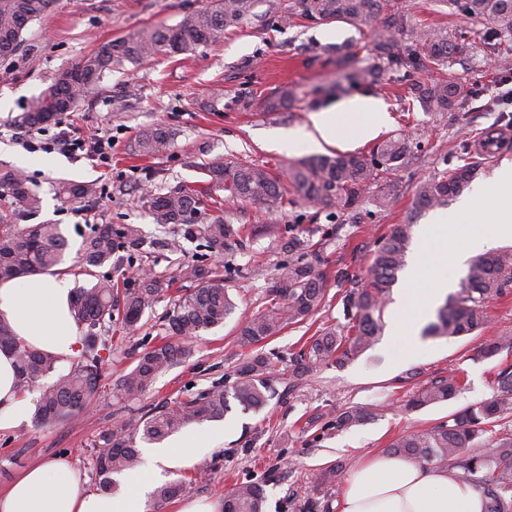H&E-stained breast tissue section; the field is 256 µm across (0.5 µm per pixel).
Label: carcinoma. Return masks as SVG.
Listing matches in <instances>:
<instances>
[{
    "label": "carcinoma",
    "instance_id": "obj_1",
    "mask_svg": "<svg viewBox=\"0 0 512 512\" xmlns=\"http://www.w3.org/2000/svg\"><path fill=\"white\" fill-rule=\"evenodd\" d=\"M57 0H0V62L13 59L24 49L23 32L28 24L49 14ZM254 0H210L205 7L186 12L175 26L147 25L117 39L99 43L72 67L60 70L50 86L31 100L26 111L14 118L23 128H40L48 119L70 111L79 97L97 91L112 69L126 63L139 64L158 55L176 56L200 46L217 44L227 31L238 28L252 15ZM448 7L482 26L477 53L495 51L512 39V0H448ZM299 16L313 24L346 23L370 27V62L359 79L369 83L378 75L395 72L423 111L434 116L454 112L471 104L476 88L457 75L452 66L464 45L448 28L423 20L404 18L400 0H294L274 17L285 26ZM294 90L283 86L266 95L261 105L275 112L293 105ZM172 134L163 127L140 132L136 152L159 155L170 147ZM418 140L392 135L365 151L317 156L291 163L273 172L262 164L226 160L204 168L206 179L199 189L182 185L162 195H150L153 223L165 228L179 225L183 237L201 239L205 247L220 253L229 241L248 235L245 225L234 226L221 214L226 203H259L269 207L283 203L286 186H292L306 204L334 209L344 214L367 201L387 210L405 193L398 172L420 149ZM478 164L466 162L420 181L413 191L417 211L442 207L469 191ZM59 193L68 199H91L92 184L63 183ZM9 212L0 216V282L33 273L49 272L65 260L67 239L58 224L19 222L36 214L42 199L28 184L24 170L0 163V200ZM211 208L217 214L200 220ZM413 239V224H395L377 241L367 266L365 280L356 282L342 296L345 323L316 330L293 357L297 380L333 361L345 364L371 348L382 331L383 311L405 263ZM145 244L136 224H96L83 238L78 262L85 268L102 267L123 251L132 257ZM288 258L274 274L272 289L278 301L243 317L237 340L241 347H255L289 325L307 320L325 298V276L317 268L315 244L288 226ZM180 276L194 284L165 316L160 342L136 358L130 371L110 388L117 396L134 397L147 392L157 376L192 355L185 337L224 323L236 305L224 288V279L204 264H187ZM512 290V250L502 249L474 259L459 290L438 309L437 321L427 328L431 336L480 334L489 320V307ZM159 282L148 272L119 288L108 276L89 288L77 289L73 299L75 317L84 328L83 347L69 359V369L50 383L44 379L56 369L59 359L20 345L7 323L0 320V350L13 354L20 385L39 389L35 422L51 427L79 417L96 400L109 380L107 369L112 326L128 332L137 329L145 309L159 293ZM512 347V331L483 338L478 356L491 359ZM273 358L259 350L244 358L231 389L215 381L194 395L154 408L135 417L113 418L112 427L94 446L92 480L102 492H113V475L135 470L141 464L137 441L158 443L192 423L218 421L229 411V395L262 408L276 396L271 378ZM491 398L469 405L446 422L409 433L388 446V452L435 468L451 466L460 477L482 489L484 512H512V433L494 430L512 418V366L501 369L494 380ZM460 387L455 370L416 387L406 400L407 410H420L451 399ZM372 415L365 406H350L328 426L342 431L364 424ZM188 482L176 479L154 491L157 506L178 498ZM265 489L253 483L236 486L224 496L222 512H263Z\"/></svg>",
    "mask_w": 512,
    "mask_h": 512
}]
</instances>
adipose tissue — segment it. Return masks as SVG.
<instances>
[{
  "mask_svg": "<svg viewBox=\"0 0 512 512\" xmlns=\"http://www.w3.org/2000/svg\"><path fill=\"white\" fill-rule=\"evenodd\" d=\"M353 123L364 139L374 137L386 120V106L378 99L356 96L338 109L324 110L313 120L304 138L314 147L335 144L343 121ZM502 199L492 229L474 239L452 259L463 264L470 253L493 249L512 239V162L503 161L490 184L473 195ZM73 290L68 277L34 273L0 283V319L26 347L66 360L81 347V330L72 309ZM33 410L20 386L12 354L0 351V430L18 426ZM201 440L188 436L176 445L150 449L152 469L143 472L131 489L118 495L95 493L83 487L75 471L63 462L37 464L26 469L0 493V512H147L149 494L163 469L192 465ZM482 491L458 477L453 469L424 466L393 454H375L361 460L349 473L337 504L338 512H484Z\"/></svg>",
  "mask_w": 512,
  "mask_h": 512,
  "instance_id": "ef3b65f1",
  "label": "adipose tissue"
}]
</instances>
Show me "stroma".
Segmentation results:
<instances>
[{
	"label": "stroma",
	"instance_id": "1",
	"mask_svg": "<svg viewBox=\"0 0 512 512\" xmlns=\"http://www.w3.org/2000/svg\"><path fill=\"white\" fill-rule=\"evenodd\" d=\"M208 2L59 0L52 13L24 31L30 52L13 60L9 78H0V162L26 171L42 199L38 221L61 225L69 246L60 270L71 275L73 288L91 287L102 275L127 279L135 265L151 269L160 281V296L145 309L135 333L113 327L111 378L129 371L136 358L163 336L167 311L191 287L180 277L179 264L202 260L220 270L237 305L235 316L224 325L202 332L192 357L162 372L152 389L138 398L119 401L105 392L76 420L45 428L29 418L15 429L0 431L1 492L30 465L63 459L78 469L84 486L93 487V448L114 417L131 408L146 411L187 397L217 380L232 385L247 355L235 341L237 318L270 306L273 299L268 275L257 278L250 269L259 264L269 274L285 259L289 225H298L320 243V270L341 267L360 280L377 239L391 225L411 220L418 234L429 228L434 213H415L412 191L435 172L463 164L467 156L461 144L488 135L503 143L494 157L482 163L475 185L487 183L503 160L512 161V121L502 113L477 103L442 118L430 116L397 81L370 85L359 80L360 69L367 65V27L315 25L301 18L282 28L269 26L268 18L280 14L289 0H257L252 18L229 32L223 42L174 58L161 55L141 64H125L104 79L101 90L80 97L74 111L61 115L59 121L89 140L111 137L109 169L99 168L87 156L30 153L17 143L15 116L50 85L59 69L77 63L99 42L146 25H176L185 12ZM404 3L409 16L448 27L459 40L480 38V25L451 13L443 0ZM283 85L295 90V104L277 112L263 111L262 99ZM354 95L387 104L388 121L380 138L402 133L425 142L423 152L400 172L404 196L381 215L367 219L351 212L331 219L300 201L276 208L246 203L233 207L232 214L235 224L248 225L251 233L243 241H230L220 258L184 240L180 231L153 223L148 193L200 184L205 164L249 160L277 171L318 153L368 149V142L348 129L336 144L320 148L299 136L301 130L311 128L317 111ZM157 125L173 131L172 147L155 157L136 155L139 132ZM291 134L296 137L293 148H278L277 140ZM63 181L94 184L97 194L89 201L64 199L59 193ZM498 206L493 199L476 206L430 259L427 281L459 284L468 269L454 264L450 254L466 240L486 234ZM96 224L139 225L146 240L143 253L129 264L115 261L96 272L85 271L75 257L84 234ZM326 288V298L309 323L285 328L264 347L279 356L273 374L277 398L260 410L235 400L223 420L183 428V435L206 439L209 449L202 458L211 469L199 481L193 478L194 467L167 470V480L185 477L192 484L183 499L164 505L162 512H179L186 501L223 500L241 483L263 484L264 512H298L320 470L336 464L352 470L363 457L385 452L400 436L447 421L456 410L490 398L497 372L512 364V348L492 359L478 358L480 339L474 334L427 338L418 331L396 336L386 328L373 347L355 360L323 366L295 380L289 357L298 350L301 337L343 321V285L331 280ZM452 368L463 381L456 398L417 411L402 410V401L413 387L447 375ZM352 405L368 406L371 418L349 430L324 434V424Z\"/></svg>",
	"mask_w": 512,
	"mask_h": 512
}]
</instances>
